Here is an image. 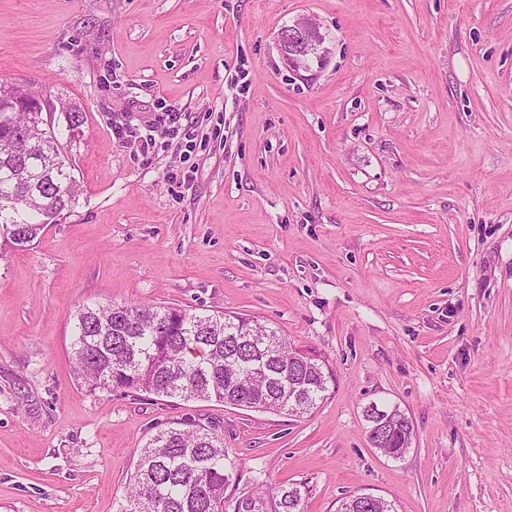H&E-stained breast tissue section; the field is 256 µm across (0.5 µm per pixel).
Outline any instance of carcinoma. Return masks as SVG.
Returning <instances> with one entry per match:
<instances>
[{
    "label": "carcinoma",
    "instance_id": "obj_1",
    "mask_svg": "<svg viewBox=\"0 0 512 512\" xmlns=\"http://www.w3.org/2000/svg\"><path fill=\"white\" fill-rule=\"evenodd\" d=\"M288 65L308 70L322 57L282 51ZM40 103L28 86L0 90V231L17 247L40 239L44 227L73 210L80 181L61 154L64 132L81 113H66V131L43 128ZM72 371L91 390L214 401L288 413L295 394L311 411L328 394L326 361H299V349L272 327L242 315L205 314L174 305L91 304L74 316ZM391 442L379 449L403 458L415 437L412 420L385 409ZM236 471L215 425L160 429L141 449L117 512H225ZM302 484L241 496L249 512H300ZM336 512H394L384 499L364 506L359 494Z\"/></svg>",
    "mask_w": 512,
    "mask_h": 512
}]
</instances>
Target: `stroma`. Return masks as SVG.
Segmentation results:
<instances>
[{"mask_svg": "<svg viewBox=\"0 0 512 512\" xmlns=\"http://www.w3.org/2000/svg\"><path fill=\"white\" fill-rule=\"evenodd\" d=\"M303 17L327 55L297 73L277 36ZM1 84L81 111L82 193L34 245L0 235V512H116L186 422L235 497L512 512V0H0ZM89 303L258 317L329 395L299 418L89 390ZM372 402L412 419L404 458L370 446ZM362 497V498H361ZM367 506L377 497L370 494H351L339 500L336 512H394L393 506L386 500L379 498L378 501L371 504L370 507H364V500Z\"/></svg>", "mask_w": 512, "mask_h": 512, "instance_id": "obj_1", "label": "stroma"}]
</instances>
